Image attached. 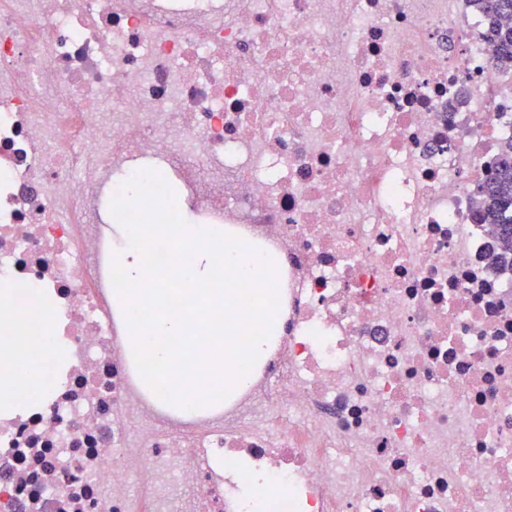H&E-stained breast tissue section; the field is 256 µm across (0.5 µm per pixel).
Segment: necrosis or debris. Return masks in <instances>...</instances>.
Instances as JSON below:
<instances>
[{
    "mask_svg": "<svg viewBox=\"0 0 512 512\" xmlns=\"http://www.w3.org/2000/svg\"><path fill=\"white\" fill-rule=\"evenodd\" d=\"M469 0H0V288L67 363L0 417V512H512V273L478 184L512 67ZM284 254L286 330L222 412L138 387L113 173Z\"/></svg>",
    "mask_w": 512,
    "mask_h": 512,
    "instance_id": "4bbe7bcc",
    "label": "necrosis or debris"
}]
</instances>
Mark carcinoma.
<instances>
[{
	"label": "carcinoma",
	"instance_id": "obj_1",
	"mask_svg": "<svg viewBox=\"0 0 512 512\" xmlns=\"http://www.w3.org/2000/svg\"><path fill=\"white\" fill-rule=\"evenodd\" d=\"M482 14L487 36L495 47L497 59L512 65V26L501 20L512 16V0H471ZM482 199L478 219L495 226L499 245L498 263L512 270V139L501 147L497 162L491 166L488 179L479 187Z\"/></svg>",
	"mask_w": 512,
	"mask_h": 512
}]
</instances>
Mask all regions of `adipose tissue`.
Listing matches in <instances>:
<instances>
[{"label":"adipose tissue","instance_id":"1","mask_svg":"<svg viewBox=\"0 0 512 512\" xmlns=\"http://www.w3.org/2000/svg\"><path fill=\"white\" fill-rule=\"evenodd\" d=\"M53 296L40 288H0V330L13 337L0 342V416L8 417L48 392L49 364L64 365L62 339L40 323Z\"/></svg>","mask_w":512,"mask_h":512}]
</instances>
